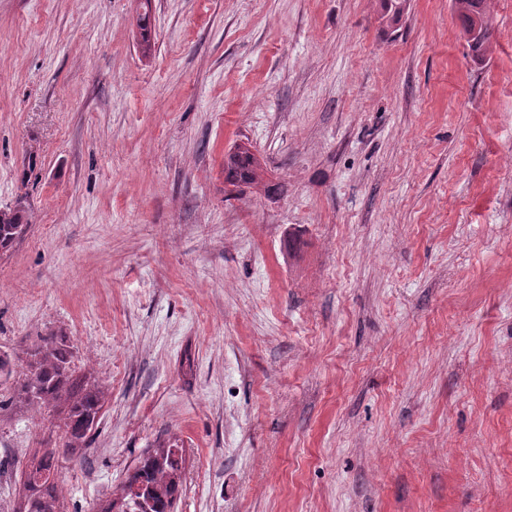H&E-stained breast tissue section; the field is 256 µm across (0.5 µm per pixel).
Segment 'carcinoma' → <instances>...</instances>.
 <instances>
[{
  "label": "carcinoma",
  "instance_id": "1",
  "mask_svg": "<svg viewBox=\"0 0 512 512\" xmlns=\"http://www.w3.org/2000/svg\"><path fill=\"white\" fill-rule=\"evenodd\" d=\"M149 2L139 29L144 51L151 49ZM408 0H380L382 17L398 23ZM454 10L463 29L477 22L479 40L468 42L472 56L483 59L492 51L494 19L489 0H454ZM265 170L245 148H238L224 160V182L237 187L264 183ZM29 227L26 209L0 210V253L11 249ZM73 352L66 337L51 333L25 352L22 374L16 381L15 401L33 411H56L62 416L64 442L40 449V460L24 471L23 490L11 512H64L63 496L54 479L61 460L83 448L97 424L106 392L91 377L80 375L72 366ZM182 449L161 447L146 455L129 475L119 499H110L99 512H174L182 492Z\"/></svg>",
  "mask_w": 512,
  "mask_h": 512
}]
</instances>
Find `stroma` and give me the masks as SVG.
I'll return each instance as SVG.
<instances>
[{
	"mask_svg": "<svg viewBox=\"0 0 512 512\" xmlns=\"http://www.w3.org/2000/svg\"><path fill=\"white\" fill-rule=\"evenodd\" d=\"M139 3L0 0V512L50 331L107 392L65 512L169 442L178 512H512V0L479 63L451 0ZM265 170L245 148H238L224 160V181L234 187H252L264 183ZM29 227L26 209L20 204L15 208L0 210V253L11 249Z\"/></svg>",
	"mask_w": 512,
	"mask_h": 512,
	"instance_id": "1",
	"label": "stroma"
}]
</instances>
